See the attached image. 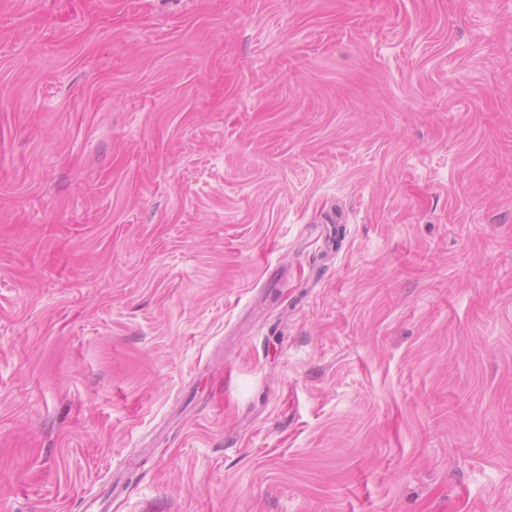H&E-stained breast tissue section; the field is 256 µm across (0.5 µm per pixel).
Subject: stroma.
Here are the masks:
<instances>
[{
	"label": "stroma",
	"mask_w": 512,
	"mask_h": 512,
	"mask_svg": "<svg viewBox=\"0 0 512 512\" xmlns=\"http://www.w3.org/2000/svg\"><path fill=\"white\" fill-rule=\"evenodd\" d=\"M512 512V0H0V512Z\"/></svg>",
	"instance_id": "1"
}]
</instances>
